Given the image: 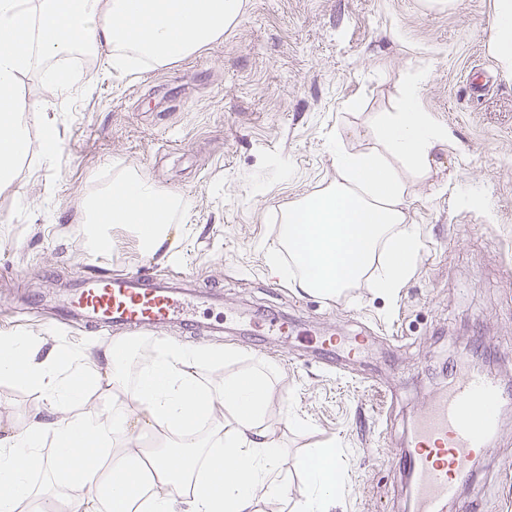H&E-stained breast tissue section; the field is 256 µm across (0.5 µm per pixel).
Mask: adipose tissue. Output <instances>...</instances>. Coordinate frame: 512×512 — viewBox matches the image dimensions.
<instances>
[{"instance_id":"ef3b65f1","label":"adipose tissue","mask_w":512,"mask_h":512,"mask_svg":"<svg viewBox=\"0 0 512 512\" xmlns=\"http://www.w3.org/2000/svg\"><path fill=\"white\" fill-rule=\"evenodd\" d=\"M244 0H0V187L20 176L36 106L16 91L36 65L81 51L105 50L113 66L129 58L164 64L186 58L233 27ZM512 77V0H495L486 44ZM428 71L403 88L396 111L374 124L377 148L333 144L336 177L320 193L288 208L282 244L299 266L297 286L336 297L358 281L393 296L416 264L420 238L406 209V173L426 175L450 132L422 104ZM188 205L138 173L103 186L83 204L87 246L102 255L109 228H131L141 248L169 239L173 218ZM42 337L0 335V379H23L41 393L43 416L0 433V512H173L176 496L189 512H261L286 495L281 450L266 425L268 372L206 378L202 367L233 360L221 346L161 345L132 367L133 345L85 342L40 354ZM94 403H87L88 390ZM137 402L134 420L129 402ZM154 432L153 447L130 449L137 425ZM53 450L42 458L43 447ZM43 459L66 488L34 502L21 459ZM307 492L299 512H330L336 499V456L324 450L303 462ZM112 488L104 502L100 488Z\"/></svg>"}]
</instances>
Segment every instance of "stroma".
<instances>
[{
	"instance_id": "obj_1",
	"label": "stroma",
	"mask_w": 512,
	"mask_h": 512,
	"mask_svg": "<svg viewBox=\"0 0 512 512\" xmlns=\"http://www.w3.org/2000/svg\"><path fill=\"white\" fill-rule=\"evenodd\" d=\"M493 9L494 0L433 10L424 0H245L234 27L182 60L124 72L104 51L20 76L19 93L54 120L61 144L45 164L32 122L21 175L0 189V334L42 335L45 353L107 344L119 329L56 322L49 292L72 294L94 261L187 275L197 334L176 324L140 332L133 360L177 341L236 352L206 376L275 365L267 424L288 494L266 512H296L302 461L320 448L338 459L334 512H413L399 462L410 420L479 354L506 390L502 425L461 496L478 497L480 512H512V78L486 50ZM420 68L422 104L452 140L409 180L422 247L404 287L391 299L364 281L332 299L297 288L280 250L284 211L333 180L330 143L374 146L376 116L393 111ZM51 71L68 78L69 97L53 91ZM125 170L189 207L155 253L115 224L108 256L93 258L82 205ZM466 188L483 205H462ZM273 249L282 271L270 266ZM277 315L294 331L273 326ZM332 333L368 344L356 358L332 357L318 348ZM41 408L25 382H0V427Z\"/></svg>"
}]
</instances>
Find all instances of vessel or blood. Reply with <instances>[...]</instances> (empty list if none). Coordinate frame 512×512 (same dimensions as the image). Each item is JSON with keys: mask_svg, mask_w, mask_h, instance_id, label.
I'll return each mask as SVG.
<instances>
[{"mask_svg": "<svg viewBox=\"0 0 512 512\" xmlns=\"http://www.w3.org/2000/svg\"><path fill=\"white\" fill-rule=\"evenodd\" d=\"M188 305L171 281L99 268L89 272L61 309L63 319H80L130 331L184 318ZM504 394L499 383L477 366L454 376L446 392L419 414L410 431L402 465L412 478L416 512H444L457 500L472 463L500 428Z\"/></svg>", "mask_w": 512, "mask_h": 512, "instance_id": "b4317fda", "label": "vessel or blood"}]
</instances>
